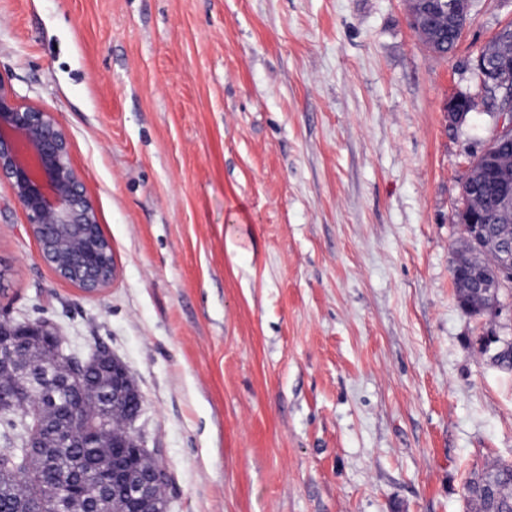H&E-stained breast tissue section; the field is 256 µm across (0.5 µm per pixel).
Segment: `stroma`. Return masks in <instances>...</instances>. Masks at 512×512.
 I'll list each match as a JSON object with an SVG mask.
<instances>
[{
  "instance_id": "1",
  "label": "stroma",
  "mask_w": 512,
  "mask_h": 512,
  "mask_svg": "<svg viewBox=\"0 0 512 512\" xmlns=\"http://www.w3.org/2000/svg\"><path fill=\"white\" fill-rule=\"evenodd\" d=\"M510 22L476 0L441 55L409 0H0V79L62 123L116 266L61 279L1 179L0 313L127 366L168 512H468L512 461L480 344L512 309L452 275L496 120L446 111Z\"/></svg>"
}]
</instances>
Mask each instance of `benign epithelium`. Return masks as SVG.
I'll list each match as a JSON object with an SVG mask.
<instances>
[{
    "label": "benign epithelium",
    "mask_w": 512,
    "mask_h": 512,
    "mask_svg": "<svg viewBox=\"0 0 512 512\" xmlns=\"http://www.w3.org/2000/svg\"><path fill=\"white\" fill-rule=\"evenodd\" d=\"M479 86L493 87L498 94V138L512 137V60L491 65L480 52L476 60ZM467 95L456 94L448 99L446 109L453 125L466 121L467 113L460 108ZM482 174L494 184L498 210L502 220L492 233L471 215L461 221L467 240L487 242L499 253L504 267H512V167H506L488 149L484 150ZM0 178L7 180L14 198L22 207L30 233L39 244V256L57 275L94 294L106 287L115 276L112 244L104 235L85 181L73 160L66 131L49 111L21 102L12 88L0 80ZM46 338L58 360L71 365L68 372L46 370L45 394L35 403H22L25 376L5 384L0 378V409L41 421L40 430L31 435L26 446L29 452L42 447L49 412L59 405L60 396L74 390L86 391V371L100 362L112 372V394L105 397L114 409L135 407L121 420L122 430L108 431L98 425L71 429L64 440L69 448H90L85 459L88 470L95 469L96 458L115 448L127 449V454L112 461V473L97 483L93 495L112 485L122 489L116 512H167L156 500L157 484L165 470L159 463L145 469L141 458L148 455L143 441L133 433L134 424L142 413L143 400L133 386L131 376L122 361L105 348L88 362L75 360L56 327L46 320L0 318V362L7 361L26 341Z\"/></svg>",
    "instance_id": "1"
}]
</instances>
